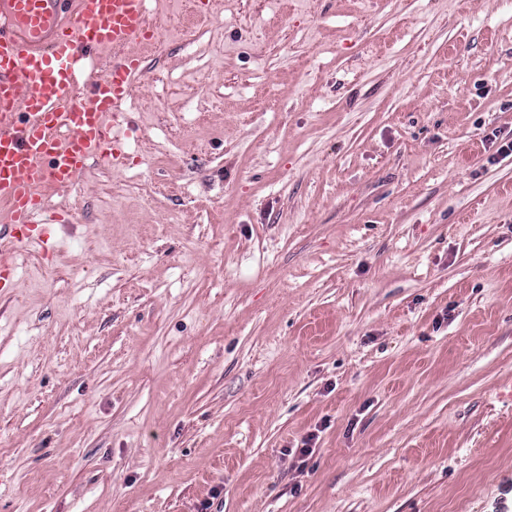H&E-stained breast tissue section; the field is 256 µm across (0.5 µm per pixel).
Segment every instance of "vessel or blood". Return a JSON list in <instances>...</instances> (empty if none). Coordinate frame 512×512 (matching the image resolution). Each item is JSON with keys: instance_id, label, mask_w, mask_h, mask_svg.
I'll list each match as a JSON object with an SVG mask.
<instances>
[{"instance_id": "vessel-or-blood-1", "label": "vessel or blood", "mask_w": 512, "mask_h": 512, "mask_svg": "<svg viewBox=\"0 0 512 512\" xmlns=\"http://www.w3.org/2000/svg\"><path fill=\"white\" fill-rule=\"evenodd\" d=\"M156 33L145 0H0V288L14 287V255L46 211L44 188L67 189L90 159L118 163L138 50ZM111 53L103 80L76 92L92 54Z\"/></svg>"}]
</instances>
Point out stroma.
Listing matches in <instances>:
<instances>
[{"label":"stroma","instance_id":"obj_1","mask_svg":"<svg viewBox=\"0 0 512 512\" xmlns=\"http://www.w3.org/2000/svg\"><path fill=\"white\" fill-rule=\"evenodd\" d=\"M211 15L0 292V512H512V0Z\"/></svg>","mask_w":512,"mask_h":512}]
</instances>
